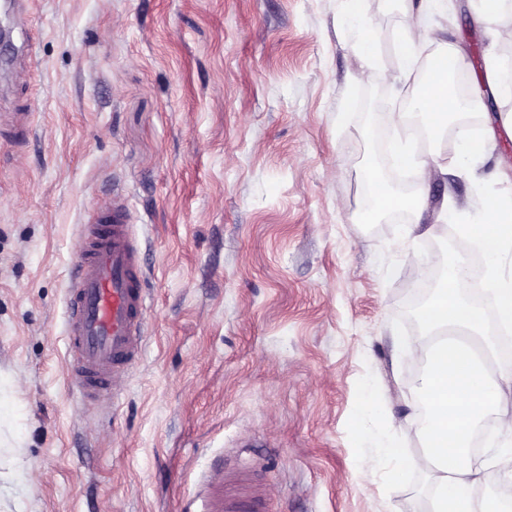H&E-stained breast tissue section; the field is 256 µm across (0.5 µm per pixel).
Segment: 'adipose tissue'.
Wrapping results in <instances>:
<instances>
[{
	"instance_id": "adipose-tissue-1",
	"label": "adipose tissue",
	"mask_w": 512,
	"mask_h": 512,
	"mask_svg": "<svg viewBox=\"0 0 512 512\" xmlns=\"http://www.w3.org/2000/svg\"><path fill=\"white\" fill-rule=\"evenodd\" d=\"M449 59L444 50L433 55L428 79L415 98L417 111L429 114L427 126L433 131L447 126L465 108L448 78ZM459 231L471 238L484 258V291L496 316L488 318L485 309L465 295L461 263H445L441 286L421 311L423 324L441 333L442 339L427 351L415 346L403 349L406 356L427 360L421 380L428 409L421 425L424 448L407 460L387 441L381 444L380 453L430 472L433 512H512V411L500 405L506 394H512V372L499 373L492 381L484 368L497 353L488 334L489 322H496L501 333L512 331V273L504 274L501 269L504 258L512 259V197L489 198L483 222L460 224ZM493 407L498 410L500 435L490 445L497 450L502 473L492 499L482 502L475 498L474 488L484 479L486 468L468 456L465 442L477 428L480 414Z\"/></svg>"
}]
</instances>
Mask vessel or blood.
I'll list each match as a JSON object with an SVG mask.
<instances>
[{"instance_id": "b4317fda", "label": "vessel or blood", "mask_w": 512, "mask_h": 512, "mask_svg": "<svg viewBox=\"0 0 512 512\" xmlns=\"http://www.w3.org/2000/svg\"><path fill=\"white\" fill-rule=\"evenodd\" d=\"M145 325V280L129 223V207L114 198L100 206L80 236L69 291L67 342L72 379L97 407L115 398L118 379L137 362ZM204 512H257L244 477L223 465L205 478Z\"/></svg>"}]
</instances>
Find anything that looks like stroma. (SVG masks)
Masks as SVG:
<instances>
[{"label": "stroma", "mask_w": 512, "mask_h": 512, "mask_svg": "<svg viewBox=\"0 0 512 512\" xmlns=\"http://www.w3.org/2000/svg\"><path fill=\"white\" fill-rule=\"evenodd\" d=\"M405 0H16L0 57V512H180L215 459L263 512H431L429 473L392 474L376 443L420 451L422 390L395 342L427 346L406 309L420 265L468 261L455 229L512 193V99L480 100L481 167L447 137L427 207L374 205L395 167L376 96L413 91L396 41ZM378 52L362 65L344 19ZM474 82L512 48V0L425 17ZM120 193L145 266L139 361L110 412L71 381L67 295L77 239ZM31 490L27 474L23 470L17 469L13 472L8 485L0 486V499L7 497L12 499L16 506H22Z\"/></svg>", "instance_id": "obj_1"}]
</instances>
